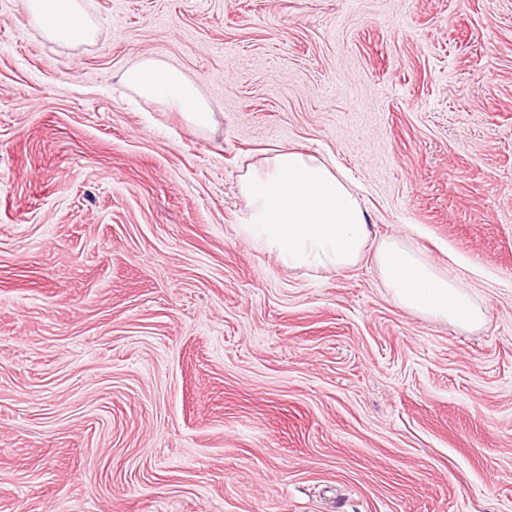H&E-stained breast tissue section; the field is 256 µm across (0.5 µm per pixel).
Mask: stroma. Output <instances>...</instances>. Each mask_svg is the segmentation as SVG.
Returning a JSON list of instances; mask_svg holds the SVG:
<instances>
[{
  "label": "stroma",
  "instance_id": "obj_1",
  "mask_svg": "<svg viewBox=\"0 0 512 512\" xmlns=\"http://www.w3.org/2000/svg\"><path fill=\"white\" fill-rule=\"evenodd\" d=\"M84 2L66 45L0 0V512H512V0ZM292 146L484 326L243 239ZM121 81L140 96L180 112L190 126L208 130L216 112L197 84L181 69L156 56H142L121 73Z\"/></svg>",
  "mask_w": 512,
  "mask_h": 512
}]
</instances>
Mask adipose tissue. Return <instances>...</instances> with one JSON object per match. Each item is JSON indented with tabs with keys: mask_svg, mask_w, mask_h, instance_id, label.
<instances>
[{
	"mask_svg": "<svg viewBox=\"0 0 512 512\" xmlns=\"http://www.w3.org/2000/svg\"><path fill=\"white\" fill-rule=\"evenodd\" d=\"M29 17L54 43L94 41L98 25L82 0H25ZM122 82L140 96L180 112L190 126L217 123L210 101L181 69L156 56L128 65ZM246 203L242 236L291 269L342 272L371 257L405 310L472 330L485 310L451 274L396 239L373 240L367 212L336 167L296 147L272 150L239 178Z\"/></svg>",
	"mask_w": 512,
	"mask_h": 512,
	"instance_id": "obj_1",
	"label": "adipose tissue"
}]
</instances>
